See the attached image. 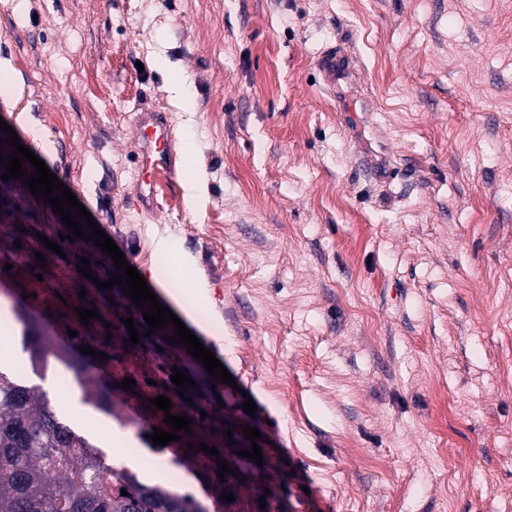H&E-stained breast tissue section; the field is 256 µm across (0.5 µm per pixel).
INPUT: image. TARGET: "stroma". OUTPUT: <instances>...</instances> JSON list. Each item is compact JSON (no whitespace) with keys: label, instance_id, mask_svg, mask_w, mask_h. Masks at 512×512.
<instances>
[{"label":"stroma","instance_id":"1","mask_svg":"<svg viewBox=\"0 0 512 512\" xmlns=\"http://www.w3.org/2000/svg\"><path fill=\"white\" fill-rule=\"evenodd\" d=\"M334 48L359 61L350 95L372 110L357 124L318 66ZM0 81L18 90L0 120L147 284L177 260L204 283L185 326L235 381L98 288L111 256L0 178V324L16 338L0 362L27 359L22 313L76 330L69 350L106 353L80 365L130 412L86 404L54 361L32 382L72 427L110 455L191 418L148 479L188 484L208 512H512V0H0ZM142 104L168 113L181 157L150 212L130 204Z\"/></svg>","mask_w":512,"mask_h":512}]
</instances>
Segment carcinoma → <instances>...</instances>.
I'll return each instance as SVG.
<instances>
[{"mask_svg":"<svg viewBox=\"0 0 512 512\" xmlns=\"http://www.w3.org/2000/svg\"><path fill=\"white\" fill-rule=\"evenodd\" d=\"M24 348L33 363L47 353L75 373L69 351L54 347L29 323ZM85 399L105 413L107 391L90 378ZM105 453L65 424L44 395L0 369V512H206L192 497L133 477L119 476L122 495Z\"/></svg>","mask_w":512,"mask_h":512,"instance_id":"obj_1","label":"carcinoma"}]
</instances>
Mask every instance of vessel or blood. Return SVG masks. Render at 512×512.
Listing matches in <instances>:
<instances>
[{
  "label": "vessel or blood",
  "mask_w": 512,
  "mask_h": 512,
  "mask_svg": "<svg viewBox=\"0 0 512 512\" xmlns=\"http://www.w3.org/2000/svg\"><path fill=\"white\" fill-rule=\"evenodd\" d=\"M322 70L328 86L336 92L357 81L352 55L331 53L323 57ZM134 143L139 158L137 204L145 209L157 206L161 182L176 168L173 129L167 113L151 107L141 108L134 126Z\"/></svg>",
  "instance_id": "obj_1"
}]
</instances>
